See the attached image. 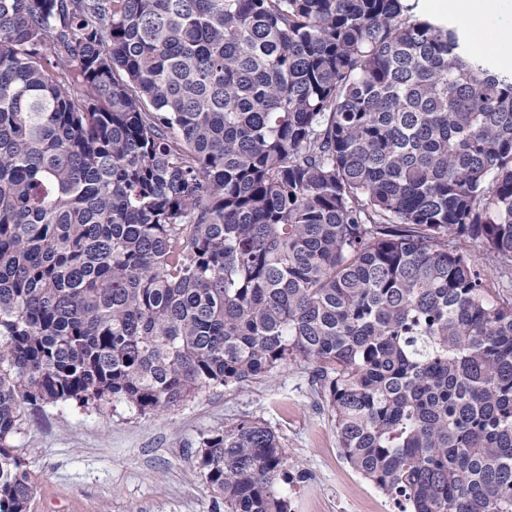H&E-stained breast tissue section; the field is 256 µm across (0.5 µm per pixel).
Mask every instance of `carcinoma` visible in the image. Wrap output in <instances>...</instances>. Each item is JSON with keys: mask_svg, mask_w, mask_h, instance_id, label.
Here are the masks:
<instances>
[{"mask_svg": "<svg viewBox=\"0 0 512 512\" xmlns=\"http://www.w3.org/2000/svg\"><path fill=\"white\" fill-rule=\"evenodd\" d=\"M415 2L0 0V512L28 410L298 361L402 512H512V303L448 247L512 262V71ZM197 464L289 512L265 423Z\"/></svg>", "mask_w": 512, "mask_h": 512, "instance_id": "obj_1", "label": "carcinoma"}]
</instances>
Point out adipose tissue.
<instances>
[{"label":"adipose tissue","mask_w":512,"mask_h":512,"mask_svg":"<svg viewBox=\"0 0 512 512\" xmlns=\"http://www.w3.org/2000/svg\"><path fill=\"white\" fill-rule=\"evenodd\" d=\"M434 12L453 13L462 17L473 31L477 46L484 51H497L512 44V27L501 29L497 41L485 40L483 26L487 21L512 15V0H431Z\"/></svg>","instance_id":"ef3b65f1"}]
</instances>
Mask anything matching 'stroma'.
Instances as JSON below:
<instances>
[{
	"label": "stroma",
	"instance_id": "obj_1",
	"mask_svg": "<svg viewBox=\"0 0 512 512\" xmlns=\"http://www.w3.org/2000/svg\"><path fill=\"white\" fill-rule=\"evenodd\" d=\"M461 247L484 269L489 297L511 303L512 264L482 240ZM243 418L275 430L292 471L303 472L284 488L290 512H389L387 497L342 456L330 410L302 363L146 415L116 401L27 412L14 444L35 482L29 512H222L197 455L205 437Z\"/></svg>",
	"mask_w": 512,
	"mask_h": 512
}]
</instances>
